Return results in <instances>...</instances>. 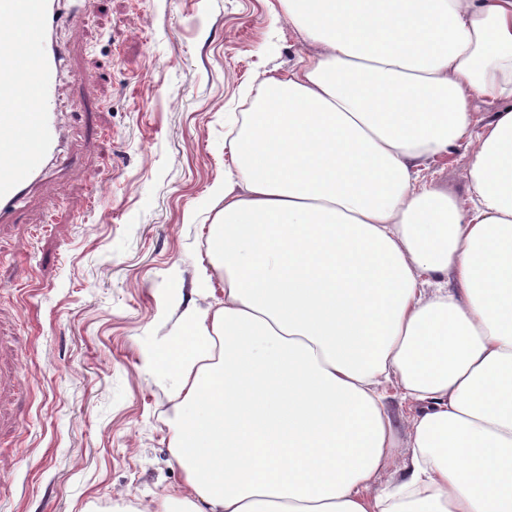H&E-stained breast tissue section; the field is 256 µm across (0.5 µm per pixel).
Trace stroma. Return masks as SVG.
I'll return each mask as SVG.
<instances>
[{
	"instance_id": "stroma-1",
	"label": "stroma",
	"mask_w": 512,
	"mask_h": 512,
	"mask_svg": "<svg viewBox=\"0 0 512 512\" xmlns=\"http://www.w3.org/2000/svg\"><path fill=\"white\" fill-rule=\"evenodd\" d=\"M59 155L0 223V512H156L189 494L171 454L175 368L144 365L208 304L212 194L243 91L288 71L278 0H59ZM473 135L422 176L467 200Z\"/></svg>"
}]
</instances>
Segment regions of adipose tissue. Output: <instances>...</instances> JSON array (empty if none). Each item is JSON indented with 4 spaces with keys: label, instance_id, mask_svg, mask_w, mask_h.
<instances>
[{
    "label": "adipose tissue",
    "instance_id": "obj_1",
    "mask_svg": "<svg viewBox=\"0 0 512 512\" xmlns=\"http://www.w3.org/2000/svg\"><path fill=\"white\" fill-rule=\"evenodd\" d=\"M303 43L229 140L224 304L187 311L158 512H512V0H279ZM493 106L468 204L425 163ZM419 411L402 475L384 386Z\"/></svg>",
    "mask_w": 512,
    "mask_h": 512
}]
</instances>
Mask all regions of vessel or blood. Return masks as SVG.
Masks as SVG:
<instances>
[{
    "label": "vessel or blood",
    "mask_w": 512,
    "mask_h": 512,
    "mask_svg": "<svg viewBox=\"0 0 512 512\" xmlns=\"http://www.w3.org/2000/svg\"><path fill=\"white\" fill-rule=\"evenodd\" d=\"M0 21L23 44L0 41V218L22 201L58 150L62 49L48 40L50 0H0Z\"/></svg>",
    "instance_id": "obj_1"
}]
</instances>
